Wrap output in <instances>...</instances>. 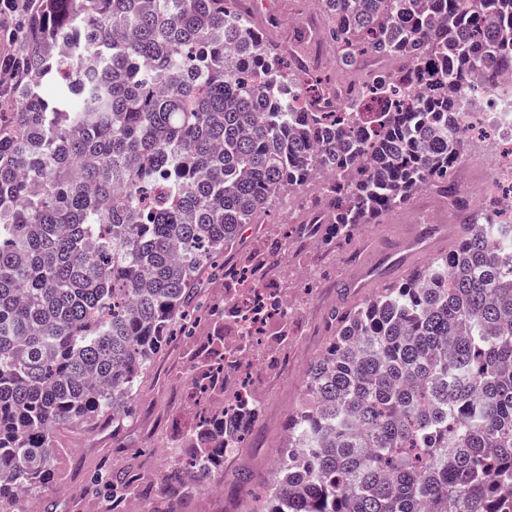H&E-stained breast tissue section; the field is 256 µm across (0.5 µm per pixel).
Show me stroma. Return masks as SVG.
Listing matches in <instances>:
<instances>
[{"label":"stroma","mask_w":512,"mask_h":512,"mask_svg":"<svg viewBox=\"0 0 512 512\" xmlns=\"http://www.w3.org/2000/svg\"><path fill=\"white\" fill-rule=\"evenodd\" d=\"M251 20L278 45L299 39L321 16L313 0H254ZM495 157L492 142L476 140L468 146L460 185L475 204L485 200ZM456 221L455 211L439 212L432 195L423 192L404 210L361 225L349 244L330 249L324 244L329 225L308 223L305 214L290 211L287 198L276 200L262 223L242 227L219 258L232 267L250 259L269 267L266 283L288 296L293 317L268 323L265 341L251 357L249 387L262 404V415L252 424L246 446L225 455L218 485L194 479L177 497L164 491L168 472L185 456L177 442L200 412L188 397V372L232 333L230 325L220 322L172 337L119 423L104 420L89 430H61L58 481L40 497L38 512H101L99 498L84 491L101 468L136 475L121 504L123 512H249L254 502L238 476L247 471L259 484L270 482L271 468L288 442L286 420L303 398L309 366L335 332L334 312L363 302L407 271L447 253L444 229Z\"/></svg>","instance_id":"stroma-1"}]
</instances>
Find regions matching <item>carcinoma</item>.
I'll list each match as a JSON object with an SVG mask.
<instances>
[{
	"mask_svg": "<svg viewBox=\"0 0 512 512\" xmlns=\"http://www.w3.org/2000/svg\"><path fill=\"white\" fill-rule=\"evenodd\" d=\"M364 95L262 40L244 0H0V512L56 484L60 430L130 411L246 224L324 179L336 240L448 199V254L334 314L255 512H512V220L454 177L474 87L511 96L512 0H316ZM255 332L274 317L254 302ZM222 347L196 402L245 367ZM261 407L240 391L166 481L210 480ZM126 476L88 490L115 512Z\"/></svg>",
	"mask_w": 512,
	"mask_h": 512,
	"instance_id": "cac0c4a2",
	"label": "carcinoma"
}]
</instances>
